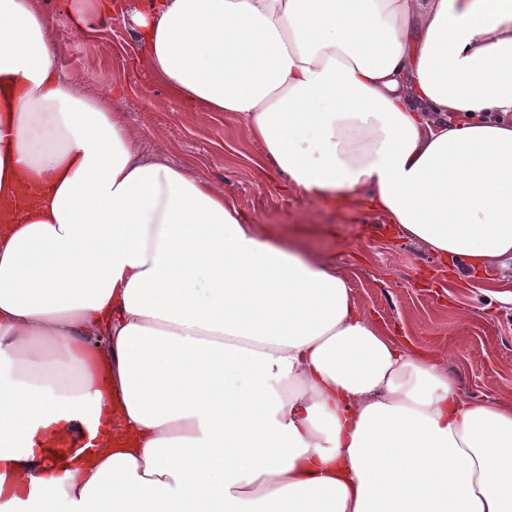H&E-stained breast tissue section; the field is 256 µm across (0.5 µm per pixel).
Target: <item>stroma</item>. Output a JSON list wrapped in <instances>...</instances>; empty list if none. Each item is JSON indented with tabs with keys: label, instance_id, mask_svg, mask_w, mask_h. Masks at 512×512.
Returning a JSON list of instances; mask_svg holds the SVG:
<instances>
[{
	"label": "stroma",
	"instance_id": "35a3bbf8",
	"mask_svg": "<svg viewBox=\"0 0 512 512\" xmlns=\"http://www.w3.org/2000/svg\"><path fill=\"white\" fill-rule=\"evenodd\" d=\"M50 7L64 78L89 96L119 88L112 106L139 131L145 158L189 168L222 187L251 223L295 240L303 255L335 263L357 306L414 348L433 352L466 400L512 402V303L484 294L491 282L511 279L512 268L451 274L423 245L394 236L380 215L284 188L259 171L262 148L246 140L236 116L188 107L147 68L130 67L137 46L129 22L115 18L80 33L67 0Z\"/></svg>",
	"mask_w": 512,
	"mask_h": 512
}]
</instances>
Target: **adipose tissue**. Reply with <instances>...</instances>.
I'll list each match as a JSON object with an SVG mask.
<instances>
[{"label": "adipose tissue", "instance_id": "adipose-tissue-1", "mask_svg": "<svg viewBox=\"0 0 512 512\" xmlns=\"http://www.w3.org/2000/svg\"><path fill=\"white\" fill-rule=\"evenodd\" d=\"M70 9L129 17L170 94L235 115L304 196L469 269L512 258V0ZM52 29L0 0V460L41 488L24 512H512V403L464 399L333 262L143 160ZM73 422L88 451H38Z\"/></svg>", "mask_w": 512, "mask_h": 512}]
</instances>
